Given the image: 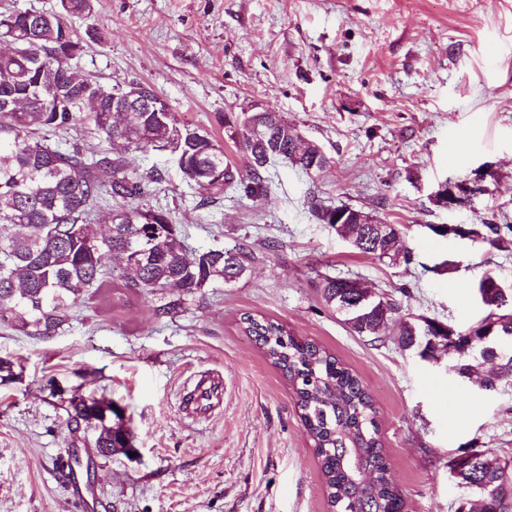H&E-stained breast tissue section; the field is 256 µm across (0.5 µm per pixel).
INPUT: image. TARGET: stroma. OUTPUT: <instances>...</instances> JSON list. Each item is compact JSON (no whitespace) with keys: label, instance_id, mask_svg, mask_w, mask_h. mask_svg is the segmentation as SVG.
Listing matches in <instances>:
<instances>
[{"label":"stroma","instance_id":"35a3bbf8","mask_svg":"<svg viewBox=\"0 0 512 512\" xmlns=\"http://www.w3.org/2000/svg\"><path fill=\"white\" fill-rule=\"evenodd\" d=\"M73 24L80 68L106 86L138 81L181 124L210 132L232 168L243 151L222 113L272 109L332 157L313 181L286 162L270 191L202 206L168 157L132 152L130 170H162L148 198L169 208L195 250L244 246L246 274L204 289L181 315L159 297L91 298L55 336L0 325V512H328L324 479L288 379L242 329L263 316L334 354L368 389L404 512L474 501L449 468L462 450L512 460V383L486 391L447 363L354 334L320 293L352 273L412 312L466 328L484 310L485 271L512 282V257L436 224H512V0H91ZM485 174V194L448 210L439 183ZM348 204L399 225L410 263L359 253L312 213ZM114 402L131 453L77 447L88 468L58 475L73 447L62 399Z\"/></svg>","mask_w":512,"mask_h":512}]
</instances>
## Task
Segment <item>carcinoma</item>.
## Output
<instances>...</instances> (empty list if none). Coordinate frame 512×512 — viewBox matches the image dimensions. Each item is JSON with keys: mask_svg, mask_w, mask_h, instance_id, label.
<instances>
[{"mask_svg": "<svg viewBox=\"0 0 512 512\" xmlns=\"http://www.w3.org/2000/svg\"><path fill=\"white\" fill-rule=\"evenodd\" d=\"M61 7L60 12L0 15V41L14 45L12 53H0V324L36 339L56 335L102 288L113 285L153 296L176 283L179 292L155 308L157 317L174 318L188 298L231 284L248 267L252 252L246 247L189 252L170 211L145 204L163 182L162 173L130 171L126 154L170 153L182 181L206 190L212 202L228 189L252 199L267 196L269 182L262 172L279 160L309 178L330 169L326 159L317 157V142L295 143L296 127L266 110L222 118L248 159L246 176H235L211 134L180 124L151 86L106 87L81 71L77 62L85 41L70 17L90 12V0H61ZM251 115L260 125L257 137L247 126ZM86 125L104 136L107 150L91 151L76 138L57 140ZM105 207L106 234L97 224ZM311 209L360 253H398V225H389L391 237L378 241L370 224H338L321 203H312ZM483 240L511 253L512 224L484 225ZM346 281L324 275L320 290L326 305L354 333L377 338L394 323L398 349L429 362L446 356L463 380L478 373L492 349L512 346V288L493 273H484L474 285L487 315L477 327H456L449 336L437 331L434 318L425 323L410 318L384 292L370 305H357L356 291ZM242 324L293 387L331 512H399L401 490L384 461L373 400L361 380L328 350L278 323L247 315ZM452 335L458 343L449 351L446 342ZM65 412L71 434L95 432L99 456L107 459L126 447L129 433L112 426V402L74 394ZM346 449L375 473L370 486L358 488L342 466ZM450 468L477 496L479 512H512L508 460L490 449H471L455 456Z\"/></svg>", "mask_w": 512, "mask_h": 512, "instance_id": "carcinoma-1", "label": "carcinoma"}]
</instances>
